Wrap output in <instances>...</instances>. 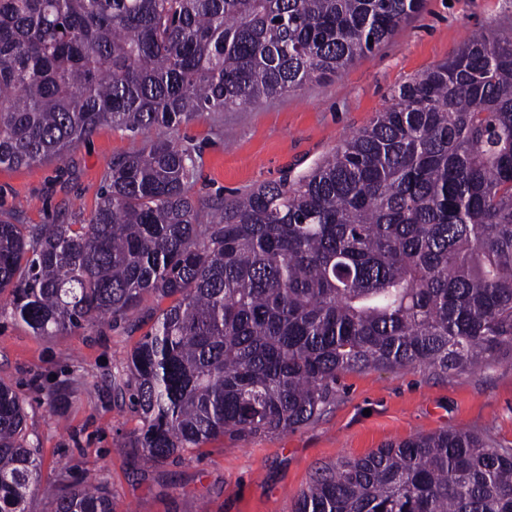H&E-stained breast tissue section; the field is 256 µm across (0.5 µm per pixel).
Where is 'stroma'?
I'll use <instances>...</instances> for the list:
<instances>
[{"instance_id":"obj_1","label":"stroma","mask_w":512,"mask_h":512,"mask_svg":"<svg viewBox=\"0 0 512 512\" xmlns=\"http://www.w3.org/2000/svg\"><path fill=\"white\" fill-rule=\"evenodd\" d=\"M512 26V0H425L392 38L338 76L241 110L208 112L174 129L131 135L101 125L60 162L0 165V218L22 224H81L95 209L112 163L165 137L197 158L192 193L208 204L259 184L306 173L345 137L369 125L399 87L453 56L472 36ZM148 323L36 336L0 316V379L28 400L42 478L59 468L105 478L116 512H293L316 471L385 443L463 429L512 447V352L486 369L434 373L424 367L340 375L336 404L316 424L247 441L221 438L178 464L151 466L125 443L139 421L112 393V375ZM84 375L89 393L61 409L43 394Z\"/></svg>"}]
</instances>
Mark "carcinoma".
<instances>
[{"label":"carcinoma","instance_id":"1","mask_svg":"<svg viewBox=\"0 0 512 512\" xmlns=\"http://www.w3.org/2000/svg\"><path fill=\"white\" fill-rule=\"evenodd\" d=\"M424 0H0V165L65 158L337 76ZM192 153L112 162L84 224L0 220L1 315L36 336L135 322L112 375L153 465L311 426L345 373L486 369L512 350V28L468 39L293 181L209 209ZM74 379L48 394L63 404ZM25 399L0 380V512H114L104 478L41 484ZM295 512H512V448L466 430L320 469Z\"/></svg>","mask_w":512,"mask_h":512}]
</instances>
